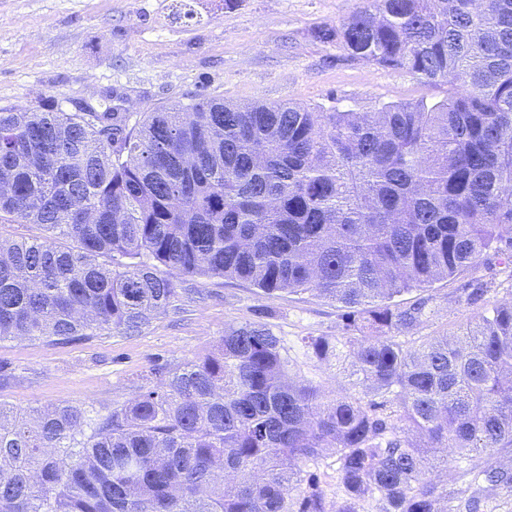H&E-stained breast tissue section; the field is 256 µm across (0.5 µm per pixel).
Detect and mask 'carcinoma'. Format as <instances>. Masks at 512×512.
Segmentation results:
<instances>
[{"mask_svg": "<svg viewBox=\"0 0 512 512\" xmlns=\"http://www.w3.org/2000/svg\"><path fill=\"white\" fill-rule=\"evenodd\" d=\"M366 2L314 37L445 99L0 109V224L42 230L0 236V341L132 336L183 278L223 277L340 305L344 335L303 341L347 379L332 394L292 375L251 322L94 419L0 405V512H490L485 491L512 496V465L479 463L512 451V301L467 281L453 300L483 308L474 321L394 337L424 323L435 283L512 265V0ZM328 448L334 511L301 469ZM450 455L477 485L455 509Z\"/></svg>", "mask_w": 512, "mask_h": 512, "instance_id": "cac0c4a2", "label": "carcinoma"}]
</instances>
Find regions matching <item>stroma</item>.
<instances>
[{
  "instance_id": "obj_1",
  "label": "stroma",
  "mask_w": 512,
  "mask_h": 512,
  "mask_svg": "<svg viewBox=\"0 0 512 512\" xmlns=\"http://www.w3.org/2000/svg\"><path fill=\"white\" fill-rule=\"evenodd\" d=\"M364 0H0V108L39 102L81 112H152L196 98L232 104L296 102L318 112L442 100L405 70L384 69L313 36ZM172 306L135 336L0 343V403L17 410L66 402L103 415L133 399L150 370L184 365L230 325L260 321L280 336L299 375L329 389L335 366L307 355L302 337L341 333L336 303L311 294L268 300L247 283L186 277ZM435 284L423 336L457 331L478 308Z\"/></svg>"
}]
</instances>
